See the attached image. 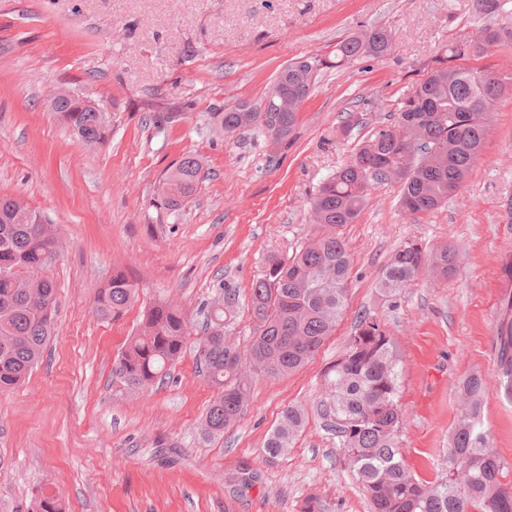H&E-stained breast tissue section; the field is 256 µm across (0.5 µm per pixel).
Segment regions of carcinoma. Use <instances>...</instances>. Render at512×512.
I'll return each instance as SVG.
<instances>
[{"instance_id":"carcinoma-1","label":"carcinoma","mask_w":512,"mask_h":512,"mask_svg":"<svg viewBox=\"0 0 512 512\" xmlns=\"http://www.w3.org/2000/svg\"><path fill=\"white\" fill-rule=\"evenodd\" d=\"M505 5V0H476V12L490 18L503 13ZM509 43L512 29L492 25L449 41L425 78L399 99L390 122L373 128L351 158L318 188L310 216L319 233L290 256H269L264 274L251 285L254 332L247 357L254 372L276 377L302 368L335 331L346 307L351 274L347 243L338 229L356 221L374 185L399 182V205L410 215L432 213L460 193L487 141L498 104L495 85H504V78L491 69L465 62ZM390 46L391 36L383 27L355 33L336 45V65L365 56L382 59ZM317 67L305 57L297 58L274 79L288 96L298 97V102L288 103V111L273 112L264 123L259 107L239 105L210 113L212 126L227 135L261 126L270 146L278 149L294 131ZM56 112L85 144L105 141L102 116L84 107L80 98L62 99ZM205 179L201 158L183 156L162 178L167 207L180 209ZM60 247L53 225L24 199L0 197V271L12 272L8 278L0 276V392L26 380L52 336L55 286L43 271L49 251ZM456 261L450 246L429 251L408 242L384 265L379 288L393 297L423 272L452 275ZM137 294L134 281L117 270L96 291L94 313L117 321ZM237 300V291L225 288L221 298L202 307L196 363L217 390L202 420V431L210 437L224 434L240 418L249 397L241 353L226 336ZM187 329L180 308L154 302L138 333L113 361L112 385L128 394L148 391L181 357ZM497 339L500 369L511 378L512 323L499 326ZM397 366L393 337L381 320L365 313L342 356L326 373L320 401L372 512H512V484L505 481L504 463L483 426V376L471 374L461 382L462 406L450 434L447 465L427 481L410 470L398 446ZM305 421L303 409H285L266 439L267 457L282 456ZM31 512L65 508L57 494L41 491Z\"/></svg>"}]
</instances>
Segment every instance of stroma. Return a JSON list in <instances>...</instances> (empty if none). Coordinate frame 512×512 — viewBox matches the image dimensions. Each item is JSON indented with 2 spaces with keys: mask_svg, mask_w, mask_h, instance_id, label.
I'll use <instances>...</instances> for the list:
<instances>
[{
  "mask_svg": "<svg viewBox=\"0 0 512 512\" xmlns=\"http://www.w3.org/2000/svg\"><path fill=\"white\" fill-rule=\"evenodd\" d=\"M475 0H0V196H18L54 224L63 247L44 274L56 288L54 335L20 387L0 393V512H28L42 490L68 512H371L320 411L324 374L362 313L379 317L397 348L399 445L431 480L446 465L461 399L478 372L484 425L512 480V387L498 368L504 296L498 260L512 253V46L481 58L506 77L481 157L462 192L419 217L399 207L400 185L374 186L342 229L351 255L346 309L302 369L256 375L240 419L205 438L199 425L215 390L195 344L203 303L236 289L230 340L247 349L249 292L268 254L291 255L316 232L309 202L395 101L411 90L448 39L474 32ZM383 27L391 51L318 72L288 143L271 150L258 129L226 138L207 115L260 104L281 68L299 57L331 60L347 36ZM106 109L110 135L82 144L50 112L57 89ZM177 111L156 126L151 115ZM361 120L349 137L346 113ZM208 178L180 210L158 183L183 155ZM460 249L456 273H422L397 298L378 274L406 242ZM123 269L138 298L117 321L93 312L95 292ZM159 299L191 324L184 353L147 393L112 388V362ZM306 423L268 462L265 441L288 406ZM243 472L257 474L248 488Z\"/></svg>",
  "mask_w": 512,
  "mask_h": 512,
  "instance_id": "1",
  "label": "stroma"
}]
</instances>
